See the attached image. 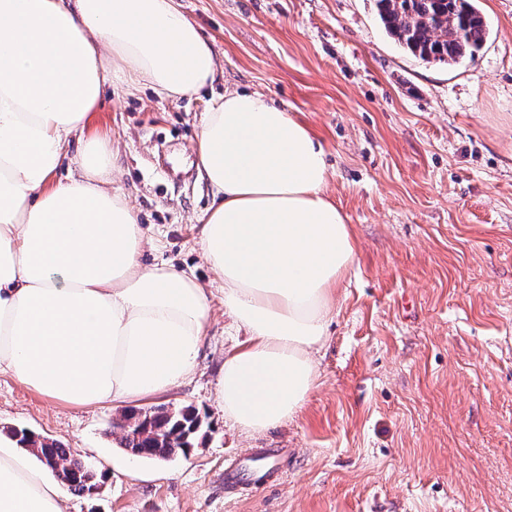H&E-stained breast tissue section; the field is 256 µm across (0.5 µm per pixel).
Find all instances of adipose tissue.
Here are the masks:
<instances>
[{
    "label": "adipose tissue",
    "instance_id": "adipose-tissue-1",
    "mask_svg": "<svg viewBox=\"0 0 512 512\" xmlns=\"http://www.w3.org/2000/svg\"><path fill=\"white\" fill-rule=\"evenodd\" d=\"M213 48L176 0H0V374L71 406H121L189 381L213 316L196 276L146 264L111 140L85 134L106 88L193 98ZM78 152H71V144ZM212 204L197 222L245 339L224 355L226 420L293 419L358 254L328 196L326 149L258 91H228L195 142ZM76 175L58 180L62 166ZM45 466L0 432V512H63Z\"/></svg>",
    "mask_w": 512,
    "mask_h": 512
}]
</instances>
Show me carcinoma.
Returning a JSON list of instances; mask_svg holds the SVG:
<instances>
[{
	"mask_svg": "<svg viewBox=\"0 0 512 512\" xmlns=\"http://www.w3.org/2000/svg\"><path fill=\"white\" fill-rule=\"evenodd\" d=\"M386 32L398 45L427 63L457 64L473 58L490 36V27L475 0H376ZM113 427L121 445L143 458L168 459L194 447L203 420L193 407L165 406L133 409ZM19 441L39 459L62 463L69 474L66 486L89 494L96 475L88 462L70 457L56 442L20 430Z\"/></svg>",
	"mask_w": 512,
	"mask_h": 512,
	"instance_id": "obj_1",
	"label": "carcinoma"
}]
</instances>
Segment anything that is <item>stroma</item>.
<instances>
[{
    "mask_svg": "<svg viewBox=\"0 0 512 512\" xmlns=\"http://www.w3.org/2000/svg\"><path fill=\"white\" fill-rule=\"evenodd\" d=\"M219 66L198 98L110 96L86 135L119 145L116 188L153 240L146 263L194 271L213 321L194 377L151 406L196 408L189 456L136 457L122 409L69 406L0 375V429L93 461L103 484L65 512H512V0H478L492 33L474 59L425 63L384 31L374 0H177ZM228 90L265 93L322 140L326 188L358 260L317 354V388L262 435L225 420L224 353L242 342L204 263L211 204L191 152ZM281 448L278 485L229 494L224 465Z\"/></svg>",
    "mask_w": 512,
    "mask_h": 512,
    "instance_id": "stroma-1",
    "label": "stroma"
}]
</instances>
